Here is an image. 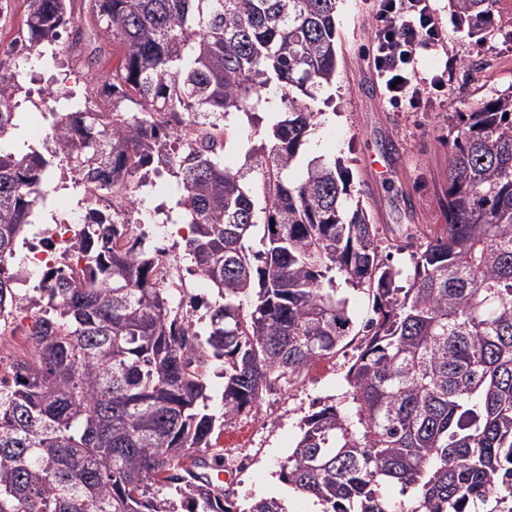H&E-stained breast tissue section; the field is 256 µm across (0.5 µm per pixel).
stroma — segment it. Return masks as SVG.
<instances>
[{
  "label": "stroma",
  "mask_w": 512,
  "mask_h": 512,
  "mask_svg": "<svg viewBox=\"0 0 512 512\" xmlns=\"http://www.w3.org/2000/svg\"><path fill=\"white\" fill-rule=\"evenodd\" d=\"M433 13L447 38L445 50L422 53L418 71L427 77L445 72L447 87L431 92L418 109L393 107L377 86L368 58L372 54V15L367 0H338L336 4V74L316 99L308 100L320 115L300 153L347 160L352 171L351 191L371 210L380 226V251L393 263L407 258V246L417 243L414 225L442 221L440 202L448 187L451 151L448 119L477 103L512 92V11L496 12L484 38L450 15L448 0H431ZM28 0H0V69L22 86L19 112L24 125L36 132L35 144L50 136L42 114L53 102L47 89L83 95L85 70L69 64L71 33H63L54 48L9 51L21 34ZM48 204L58 221L82 220L86 213L72 189L71 175L55 169L46 187ZM138 219L143 220L147 247L167 246L181 257L185 231L181 225H162L157 207L167 198L146 187L138 193ZM352 349L332 359L315 362L301 382L290 389L276 388L258 407L244 412L214 439L226 456L241 455L244 467L231 485L238 503L285 498L289 512H319L312 499L289 492L278 478V464L291 452L300 420L318 404L338 401L346 390L344 374Z\"/></svg>",
  "instance_id": "obj_1"
}]
</instances>
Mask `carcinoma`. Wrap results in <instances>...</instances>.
I'll use <instances>...</instances> for the list:
<instances>
[{
	"instance_id": "1",
	"label": "carcinoma",
	"mask_w": 512,
	"mask_h": 512,
	"mask_svg": "<svg viewBox=\"0 0 512 512\" xmlns=\"http://www.w3.org/2000/svg\"><path fill=\"white\" fill-rule=\"evenodd\" d=\"M71 2L29 0V45L75 25ZM82 2L91 87L45 113L56 149L0 153V319L31 320L0 368V512H288L230 499L213 435L357 337L347 391L301 419L279 480L322 512H512V93L459 113L444 223L396 266L341 159L288 180L319 117L303 98L336 72V0ZM449 2L478 35L500 0ZM272 87L283 112L262 129ZM19 90L0 73V137ZM230 114L251 130L236 170ZM59 166L89 216L23 291L11 262ZM151 173L181 190L184 257L220 298L203 333L161 276L166 253L134 234ZM346 287L372 296L360 323Z\"/></svg>"
}]
</instances>
